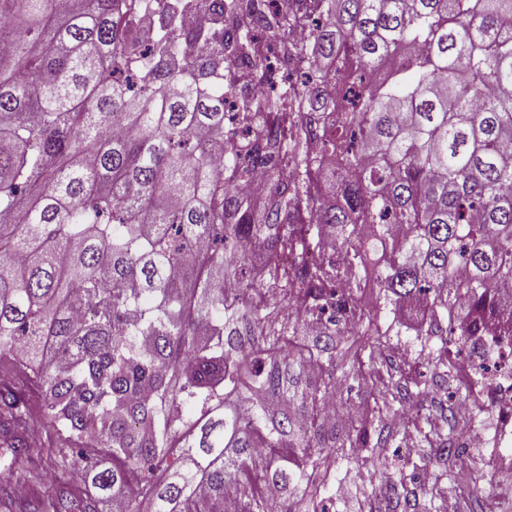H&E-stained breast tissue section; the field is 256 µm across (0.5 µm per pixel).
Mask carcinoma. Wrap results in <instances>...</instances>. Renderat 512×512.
Segmentation results:
<instances>
[{
  "label": "carcinoma",
  "instance_id": "obj_1",
  "mask_svg": "<svg viewBox=\"0 0 512 512\" xmlns=\"http://www.w3.org/2000/svg\"><path fill=\"white\" fill-rule=\"evenodd\" d=\"M119 0H0V365L36 370L45 422L67 443L56 464L93 474L96 497L69 490L14 499L0 484V512H265L251 474L293 491L312 512H329L336 482L359 466L343 448H323L319 407L336 370L376 404L377 425L347 421L351 448H384L397 431L384 418L429 393L420 366L399 380L376 365L387 316L425 310L416 326L447 337L460 354L471 331L496 314L512 336V304L491 302L512 283V0H326L314 30L317 57L353 60L367 76L349 90L343 125L321 145L348 173L341 202L321 203L302 240L293 223L312 202L316 126L287 147L225 124L224 53L216 31L253 38L250 13L217 19L210 54L201 32L170 36L185 4L140 33L122 23ZM288 90L271 92L267 114ZM240 140L224 165L246 179L263 169L276 183L263 222L251 202L224 187L213 151ZM288 151L292 170L280 155ZM406 224L395 238L389 225ZM265 239L288 252V268L250 255ZM344 251L361 276L342 285L354 327L306 321L261 302L231 311L224 270L241 294L281 288L313 310L340 274L308 265L310 247ZM262 344L231 347L239 319ZM315 381L297 385L309 363ZM434 367L454 379L451 357ZM238 398L296 399L310 409L251 417L224 406ZM10 418L21 400L0 393ZM441 457L458 454L455 423L415 425ZM7 468L26 453L0 423ZM112 467L99 468V459Z\"/></svg>",
  "mask_w": 512,
  "mask_h": 512
}]
</instances>
